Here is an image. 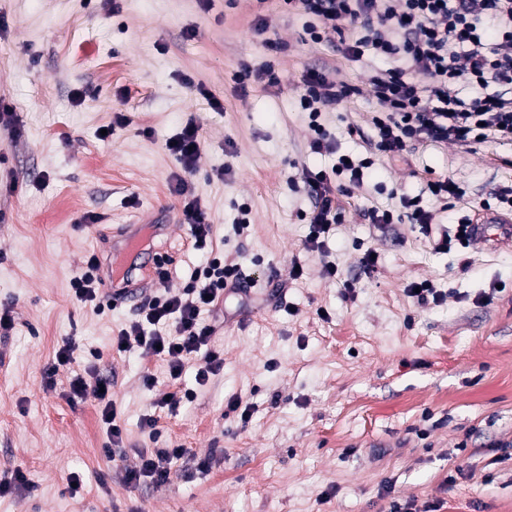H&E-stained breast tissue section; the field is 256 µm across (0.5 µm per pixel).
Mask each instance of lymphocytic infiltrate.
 <instances>
[{
    "label": "lymphocytic infiltrate",
    "mask_w": 512,
    "mask_h": 512,
    "mask_svg": "<svg viewBox=\"0 0 512 512\" xmlns=\"http://www.w3.org/2000/svg\"><path fill=\"white\" fill-rule=\"evenodd\" d=\"M289 11L316 20L306 30L312 42L334 45L344 58L371 54L392 60L391 68L374 71L369 84L384 112L372 116L375 146L382 155L403 157L409 143L448 141L482 144L512 141V0H284ZM360 29L354 42L343 41L344 27ZM470 95H462L460 83ZM301 105L318 114L351 94L347 88L314 71L302 79ZM363 162L337 160L331 172L306 181L315 204L307 213V248L323 252V238L336 224L335 195L362 186ZM175 194L183 197L182 223L188 224L194 249L206 252L187 285L174 294L144 298L140 318L123 329L113 347L141 348L166 359L170 381L181 379L185 365L203 355L195 374L205 385L224 365L211 349L214 328L205 313L219 310L239 294L240 266L211 251L212 226L184 178H176ZM182 448H154L139 453L126 480L163 485L182 459Z\"/></svg>",
    "instance_id": "f902f5d3"
}]
</instances>
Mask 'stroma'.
I'll return each instance as SVG.
<instances>
[{
	"mask_svg": "<svg viewBox=\"0 0 512 512\" xmlns=\"http://www.w3.org/2000/svg\"><path fill=\"white\" fill-rule=\"evenodd\" d=\"M310 23L282 0H0V102L12 110L0 118V308L14 316L0 335V474L20 466L28 480L0 497V512H386L393 497L417 512L437 500L441 512H512V240L457 253L433 239L512 187V142L375 153L368 78L390 63L345 59L310 41ZM313 67L358 89L322 112L331 148L318 153L301 107ZM268 69L273 81H257ZM189 124L201 152L186 176L213 246L254 287L215 321L223 367L200 386L189 363L183 383L196 399L158 414L165 360L112 347L135 304L77 303L70 280L140 219L155 231L149 255L128 267L133 286H185L205 254L179 222L171 187L184 172L166 144ZM341 154L373 163L341 197L324 253H311L304 181ZM446 177L463 197L431 196L428 182ZM417 195L435 214L428 235L401 218L402 197ZM370 207L394 223L371 224ZM327 262L338 277L323 275ZM424 280L441 301L409 295ZM68 342L76 359L58 365ZM78 374L111 379L120 457L108 452L99 398L72 394ZM235 398L251 406L248 424L228 411ZM152 413L154 440L141 427ZM176 445L187 453L171 483L125 485L139 450Z\"/></svg>",
	"mask_w": 512,
	"mask_h": 512,
	"instance_id": "35a3bbf8",
	"label": "stroma"
}]
</instances>
